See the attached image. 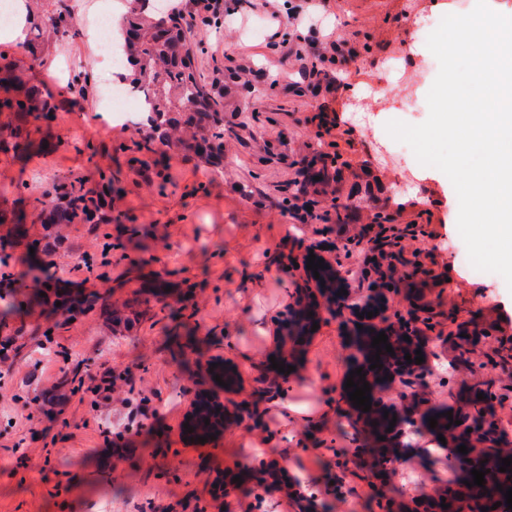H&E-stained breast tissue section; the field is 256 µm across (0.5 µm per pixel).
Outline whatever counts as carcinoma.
Wrapping results in <instances>:
<instances>
[{
	"label": "carcinoma",
	"mask_w": 512,
	"mask_h": 512,
	"mask_svg": "<svg viewBox=\"0 0 512 512\" xmlns=\"http://www.w3.org/2000/svg\"><path fill=\"white\" fill-rule=\"evenodd\" d=\"M174 13L159 12L154 18L128 10L112 31L121 34V51L135 67L132 77L122 79L126 87L145 97L143 114L145 139L163 147L173 145L193 153L205 166H218L224 158V101L201 83L193 66L191 39L177 25ZM74 29L67 6L42 14L34 24L35 38ZM0 112H12L18 121L9 125L11 148L25 152L33 146L29 126L49 117L48 100L28 87L15 74L14 64L0 51ZM53 206L45 213L48 224H96L106 198L112 195V181L101 184L98 197L88 196L82 187L61 181L49 192ZM501 488L491 485L486 496L507 508L504 490L512 487V472L501 473Z\"/></svg>",
	"instance_id": "carcinoma-1"
}]
</instances>
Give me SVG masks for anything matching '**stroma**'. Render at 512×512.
Returning a JSON list of instances; mask_svg holds the SVG:
<instances>
[{"label": "stroma", "mask_w": 512, "mask_h": 512, "mask_svg": "<svg viewBox=\"0 0 512 512\" xmlns=\"http://www.w3.org/2000/svg\"><path fill=\"white\" fill-rule=\"evenodd\" d=\"M223 2V13L198 15L191 28L196 72L224 95L216 168L178 148L155 153L101 108L109 66L86 38L99 0H70L78 35L53 38L39 58L0 36L18 75L53 107L52 121L31 132L34 149L0 151V238L8 242L0 273L21 274L33 241L46 268L0 301L11 311L0 341L13 340L0 362V512H222L253 490L263 500L255 512H284L276 485L258 490L246 478L265 464L304 475L314 512H387L418 491L447 488L445 450L416 452L435 439L419 423L393 470L358 464L366 439L345 397L351 333L361 323L352 311L324 315L281 382L293 401L330 405L327 415L287 427L273 413L231 421L203 443L181 431L192 400L211 387L209 360L235 364L239 399L259 405L258 368L290 351L278 324L307 284L304 269L285 273L282 265L314 254L338 262L340 274L357 270L328 217L337 202L352 207L351 233L380 213L405 234L406 264L380 290L383 314L369 324L416 314L426 367L411 390L416 405L457 419L478 394L492 395L502 445L512 448V289L498 274L475 279L459 264L465 244L452 183L385 129L429 114L439 64L419 25L468 13L476 0H322L299 27L288 17L304 0ZM331 37L345 63L320 61ZM77 72L86 87L72 94L66 87ZM41 141L53 151H39ZM316 150L334 159L319 184L303 173ZM104 176L114 187L112 223H44L41 201L57 179ZM301 193L318 203L307 224L288 213ZM18 213L20 226L11 222ZM81 255L89 267L73 271ZM416 258L424 272L415 271ZM253 270L269 277L258 293L245 283ZM438 274L448 283L436 284ZM104 292L106 305L66 319L62 304ZM257 322L264 334L254 332ZM473 333L478 342L460 343ZM111 373L131 403L148 398L149 416L94 393ZM275 433L279 444L263 447ZM237 476L243 482L231 491L216 485Z\"/></svg>", "instance_id": "obj_1"}]
</instances>
